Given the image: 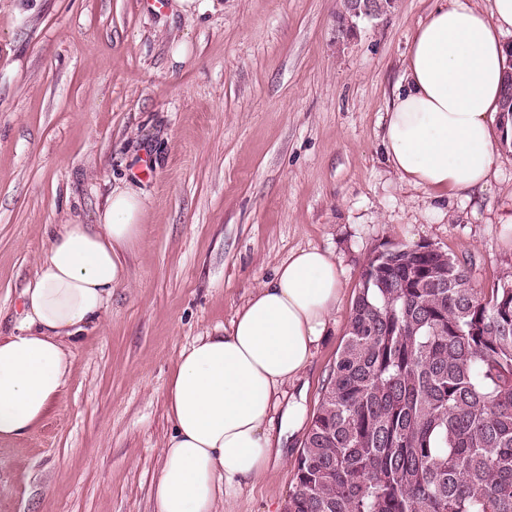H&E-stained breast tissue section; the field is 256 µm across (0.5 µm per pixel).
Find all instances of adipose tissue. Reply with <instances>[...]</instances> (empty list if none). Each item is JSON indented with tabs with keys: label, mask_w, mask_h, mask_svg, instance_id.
I'll return each mask as SVG.
<instances>
[{
	"label": "adipose tissue",
	"mask_w": 512,
	"mask_h": 512,
	"mask_svg": "<svg viewBox=\"0 0 512 512\" xmlns=\"http://www.w3.org/2000/svg\"><path fill=\"white\" fill-rule=\"evenodd\" d=\"M512 0H438L414 31L386 115L382 146L407 185L432 198L485 189L496 153ZM144 202L113 190L93 224L52 226L22 317L0 336V444L28 436L48 416L73 368L70 351L102 323L126 256L145 238ZM343 294L329 252L294 251L257 287L229 329L184 349L166 391L173 429L161 449L155 512H216L219 500L280 465L271 434L278 393L300 377Z\"/></svg>",
	"instance_id": "ef3b65f1"
}]
</instances>
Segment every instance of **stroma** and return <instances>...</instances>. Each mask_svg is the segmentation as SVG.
Returning a JSON list of instances; mask_svg holds the SVG:
<instances>
[{"label":"stroma","mask_w":512,"mask_h":512,"mask_svg":"<svg viewBox=\"0 0 512 512\" xmlns=\"http://www.w3.org/2000/svg\"><path fill=\"white\" fill-rule=\"evenodd\" d=\"M0 0V332L51 224H91L115 187L145 204L146 236L103 322L42 424L0 446V512H154L166 389L180 352L229 328L290 253L342 270L335 323L281 404L287 463L217 512H283L294 465L345 334L368 257L428 243L475 287L512 272V152L472 200L437 202L400 181L381 147L412 34L433 0L335 38L340 0ZM187 44L189 55L174 51Z\"/></svg>","instance_id":"stroma-1"}]
</instances>
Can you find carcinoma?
Wrapping results in <instances>:
<instances>
[{
	"label": "carcinoma",
	"instance_id": "carcinoma-1",
	"mask_svg": "<svg viewBox=\"0 0 512 512\" xmlns=\"http://www.w3.org/2000/svg\"><path fill=\"white\" fill-rule=\"evenodd\" d=\"M287 510L512 512L511 274L487 294L435 251L369 259Z\"/></svg>",
	"mask_w": 512,
	"mask_h": 512
}]
</instances>
